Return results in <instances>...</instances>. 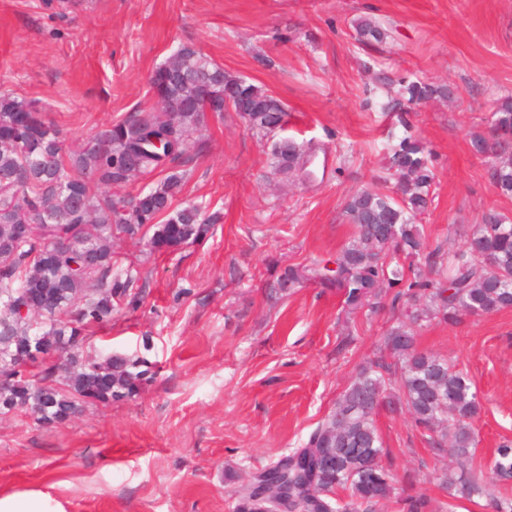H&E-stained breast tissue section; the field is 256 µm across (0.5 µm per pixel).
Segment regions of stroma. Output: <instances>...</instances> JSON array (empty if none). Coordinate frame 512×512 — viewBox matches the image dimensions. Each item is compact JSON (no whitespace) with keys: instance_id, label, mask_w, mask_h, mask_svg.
<instances>
[{"instance_id":"35a3bbf8","label":"stroma","mask_w":512,"mask_h":512,"mask_svg":"<svg viewBox=\"0 0 512 512\" xmlns=\"http://www.w3.org/2000/svg\"><path fill=\"white\" fill-rule=\"evenodd\" d=\"M378 22L382 42L356 26ZM264 87L288 112L285 137L326 149L324 179L271 174L270 143L235 112L207 117L204 151L185 163L174 206L217 215L207 238L171 253L120 239L114 258L143 297L95 329L93 352L145 351L154 379L138 396L46 428L0 419V492L39 488L66 512H235L252 475L307 440L361 366L384 351L389 309L349 312L310 281L277 292L290 266L332 264L353 227L347 199L392 191L386 169L403 130L382 105L399 78L447 86L412 106L407 130L435 159L426 251L464 246L484 214L512 219L470 146L512 97V0H0V92L33 100L70 143L154 107L149 78L179 44ZM150 350H143V340ZM419 350L468 373L480 410L473 466L512 440V309L437 318ZM399 486L448 500L447 466L403 405L376 416Z\"/></svg>"}]
</instances>
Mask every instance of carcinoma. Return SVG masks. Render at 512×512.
<instances>
[{
    "label": "carcinoma",
    "instance_id": "cac0c4a2",
    "mask_svg": "<svg viewBox=\"0 0 512 512\" xmlns=\"http://www.w3.org/2000/svg\"><path fill=\"white\" fill-rule=\"evenodd\" d=\"M358 40L379 41L370 21L357 26ZM160 107L134 112L98 131L94 144L72 148L37 103L0 93V375L7 363L30 358L0 383V416L26 409L43 425L69 421L87 406L136 396L152 378L139 355L86 351L91 329L112 322L125 304L138 306L131 273L114 270L112 240L152 232L154 251L201 241L209 224L195 204L172 207L185 183L179 166L199 147L207 114L224 118L229 106L250 129L266 136L286 124L287 112L269 91L232 75L190 45L178 47L150 76ZM209 96L199 95L202 88ZM405 102L417 105L450 94L448 87L421 80L402 85ZM165 141L160 152L150 138ZM484 159L497 195L512 198V97L500 101L485 134L471 138ZM272 168L289 178L315 177L313 153L292 139L273 142ZM388 169L397 177L395 195L362 190L346 213L354 226L334 267L290 266L278 286L309 280L343 292L353 311L408 308L392 327L385 347L395 363L377 359L364 367L309 435L304 446L280 459L239 495L235 512H272L262 487L288 488L290 512H372L395 494L393 476L379 462L383 445L373 416L389 388L396 387L415 423L437 434L436 454H448L458 469L439 474L441 485L470 497H486L493 512H512V496L495 494L512 479V444L497 448L489 472L467 467L476 448V392L462 371L417 349L415 327L431 317L455 321L512 308V222L495 210L476 225L466 249L428 254L416 220L432 203L436 181L430 152L412 136L392 150ZM159 176L148 191L118 190ZM425 259L432 276L414 261ZM404 512H427L423 494L401 498Z\"/></svg>",
    "mask_w": 512,
    "mask_h": 512
}]
</instances>
